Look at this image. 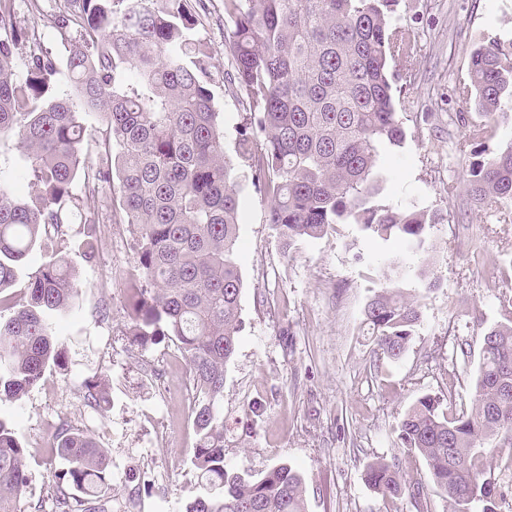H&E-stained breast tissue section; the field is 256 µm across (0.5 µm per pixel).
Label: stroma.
<instances>
[{
  "label": "stroma",
  "mask_w": 512,
  "mask_h": 512,
  "mask_svg": "<svg viewBox=\"0 0 512 512\" xmlns=\"http://www.w3.org/2000/svg\"><path fill=\"white\" fill-rule=\"evenodd\" d=\"M190 4L209 45L214 101L231 141L240 114L224 90V3ZM66 9V0H14L18 29L38 30L58 61L69 48L57 26ZM398 11L417 34L419 63L395 68L406 139L379 156L378 200L439 219L422 254L434 287L413 277L398 282L421 303L417 333L399 361L380 355L363 308L383 272L411 263L402 243L341 224L283 250L248 160L235 171L242 327L218 406L224 463L253 475L290 464L304 479L307 512H448L430 485L417 501L407 493L383 498L366 483L364 468L397 459L406 484L418 482L424 462L398 437L404 413L427 394L441 397L450 412L471 410L482 333L512 321V224L504 220L512 200L492 209L473 205L458 145L466 125L482 116L456 92L475 47L492 39L512 44V0H400ZM452 112L462 114V124L449 125ZM451 183L458 187L452 196ZM117 190L114 181L73 186L76 206L99 223L94 258L85 257L83 227L73 224L64 241L35 248L25 261L31 269L50 254L63 256L75 271L80 305L57 323L64 369H48L21 400L0 402V419L27 452L26 499L43 512H55L56 475L67 466L51 452L64 425L107 449L113 512H184L198 492L196 436L183 393L188 366L172 344L140 345L129 334L128 273L137 255L129 226L112 221ZM97 377L109 385L102 410L82 399L85 382Z\"/></svg>",
  "instance_id": "stroma-1"
}]
</instances>
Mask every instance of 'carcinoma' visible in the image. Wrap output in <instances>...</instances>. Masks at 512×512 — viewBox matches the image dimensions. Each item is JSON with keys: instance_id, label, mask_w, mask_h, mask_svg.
Returning <instances> with one entry per match:
<instances>
[{"instance_id": "cac0c4a2", "label": "carcinoma", "mask_w": 512, "mask_h": 512, "mask_svg": "<svg viewBox=\"0 0 512 512\" xmlns=\"http://www.w3.org/2000/svg\"><path fill=\"white\" fill-rule=\"evenodd\" d=\"M68 2L58 23L78 25L79 38L63 67L33 50L20 79L15 49L24 36L13 0H0V136L16 140L36 187L22 199L0 179V401L20 399L48 368L65 366L54 323L76 309L65 258L52 255L29 273L15 301L19 265L76 221L86 229L85 256L93 257L96 220L73 205V184L81 176L115 177L114 218L131 227L137 247L130 335L141 345L172 342L192 380L200 485L185 512H306L302 479L288 465L260 476L224 465V418L215 404L236 349L243 288L233 155L250 161L253 183L270 199L269 223L283 250L355 224L398 237L411 253L424 251L436 216L376 202L380 153L406 139L393 64H409L417 53L411 28L399 23V0H224V85L240 112L232 152L211 90L209 47L188 0ZM62 69L66 90L58 86ZM468 80L457 92L486 121L469 127L462 149L479 144L512 105V53L496 40L475 48ZM92 111L104 113L109 128L95 170L83 154V114ZM470 156L466 190L474 202L511 200L512 145L490 161L475 150ZM363 316L380 354L396 361L420 325V304L392 281L367 301ZM83 400L103 407L105 384L87 381ZM502 432L512 434V323L483 334L471 410L451 416L440 397L424 395L404 414L399 437L423 458L448 512H496L485 442ZM52 452L68 462L58 474V512H87L93 501V512H106V450L63 427ZM25 460L0 420V512H39L25 502ZM365 480L391 498L406 488L397 460L369 463Z\"/></svg>"}]
</instances>
